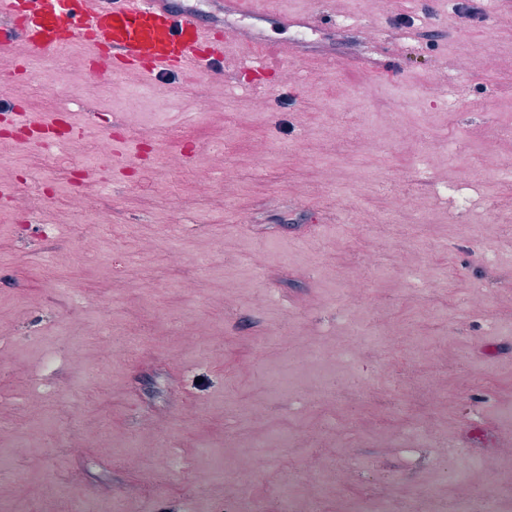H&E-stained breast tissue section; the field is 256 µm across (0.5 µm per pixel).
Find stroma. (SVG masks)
<instances>
[{"label":"stroma","mask_w":512,"mask_h":512,"mask_svg":"<svg viewBox=\"0 0 512 512\" xmlns=\"http://www.w3.org/2000/svg\"><path fill=\"white\" fill-rule=\"evenodd\" d=\"M181 2L222 77L0 52V512H512V0Z\"/></svg>","instance_id":"obj_1"}]
</instances>
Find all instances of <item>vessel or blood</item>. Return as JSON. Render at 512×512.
Instances as JSON below:
<instances>
[{
    "label": "vessel or blood",
    "mask_w": 512,
    "mask_h": 512,
    "mask_svg": "<svg viewBox=\"0 0 512 512\" xmlns=\"http://www.w3.org/2000/svg\"><path fill=\"white\" fill-rule=\"evenodd\" d=\"M213 28L175 0H0V50L59 56L82 45L112 73L216 74Z\"/></svg>",
    "instance_id": "vessel-or-blood-1"
}]
</instances>
